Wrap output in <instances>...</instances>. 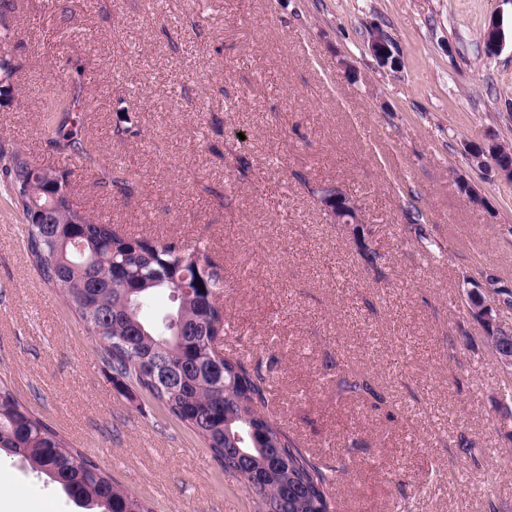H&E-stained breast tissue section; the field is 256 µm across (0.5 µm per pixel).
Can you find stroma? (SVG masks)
I'll return each instance as SVG.
<instances>
[{
    "label": "stroma",
    "instance_id": "obj_1",
    "mask_svg": "<svg viewBox=\"0 0 512 512\" xmlns=\"http://www.w3.org/2000/svg\"><path fill=\"white\" fill-rule=\"evenodd\" d=\"M16 0L0 15L19 96L0 145L71 169L92 214L129 235L206 246L224 270L218 345L275 353V418L310 454L345 459L335 512H512L507 375L464 300L465 278L512 286V183L469 147L512 144V0ZM506 31L484 51L490 20ZM386 33L398 63L368 48ZM84 67L87 140L139 171L123 198L70 167L42 126ZM134 124L139 138L117 136ZM469 182L483 201L460 190ZM358 203L369 264L312 191ZM437 240L431 257L413 228ZM366 380L341 396L332 366ZM0 381L153 512H254L196 434L147 392L122 395L104 353L27 254L0 189ZM0 512H83L0 457Z\"/></svg>",
    "mask_w": 512,
    "mask_h": 512
}]
</instances>
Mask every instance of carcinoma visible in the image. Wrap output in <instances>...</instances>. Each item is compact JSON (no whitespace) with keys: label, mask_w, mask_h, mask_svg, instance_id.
Wrapping results in <instances>:
<instances>
[{"label":"carcinoma","mask_w":512,"mask_h":512,"mask_svg":"<svg viewBox=\"0 0 512 512\" xmlns=\"http://www.w3.org/2000/svg\"><path fill=\"white\" fill-rule=\"evenodd\" d=\"M9 33L0 36V85L17 87L19 67ZM72 65L73 61H66ZM75 65V64H73ZM82 68L75 65L70 92L45 110L54 147L97 168L125 197L137 179L100 165L82 134ZM21 150L0 148V184L21 210L28 257L43 282L59 290L66 305L103 348L113 383L148 392L200 436L224 472L247 489L255 512H334L330 490L340 482L345 459L306 454L268 413L270 381L279 359L256 361L216 346L224 333V272L199 245L133 237L89 217L74 224L68 211L44 224L29 205L53 191L57 170L33 174ZM157 290L172 308L149 322L143 308ZM501 357L512 358V334L487 329ZM336 391L370 392L367 383L336 365ZM24 459L93 512H152L146 501L122 488L93 460L71 447L8 388L0 386V453Z\"/></svg>","instance_id":"1"}]
</instances>
